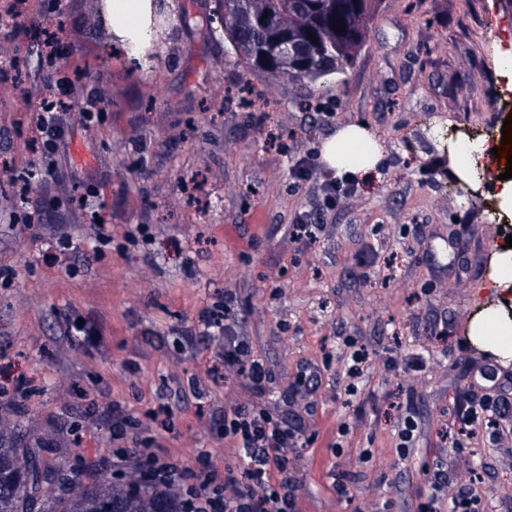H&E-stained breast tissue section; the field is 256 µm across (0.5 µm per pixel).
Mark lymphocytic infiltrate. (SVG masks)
<instances>
[{"label": "lymphocytic infiltrate", "mask_w": 512, "mask_h": 512, "mask_svg": "<svg viewBox=\"0 0 512 512\" xmlns=\"http://www.w3.org/2000/svg\"><path fill=\"white\" fill-rule=\"evenodd\" d=\"M314 185L315 209L298 212L291 224V239L300 246L315 243L326 228V217L339 202L357 189L349 177H322L313 150H305L291 168L293 191ZM244 316L232 301L203 313L187 341L213 354V368L243 380L255 400L208 415L211 427L238 453L216 467L212 454L197 450L192 461L171 456L160 448L153 426L168 427L173 417L170 404L159 403L148 418H141L129 406L100 405L96 392L86 394L89 408L98 413L100 423L112 441V479H136L157 487L176 489L178 512H297L298 493L304 476L295 464L297 449L311 445L303 418L296 408L320 385L317 372H300L294 383L279 389L270 366L253 350L241 333ZM276 396L283 412L271 411L266 398ZM498 407L486 402L458 412L442 441L460 446L462 439L483 432L496 435ZM427 491L416 512H481L480 499L470 492L448 493V465L444 459L423 464Z\"/></svg>", "instance_id": "f902f5d3"}]
</instances>
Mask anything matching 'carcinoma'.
Listing matches in <instances>:
<instances>
[{"mask_svg": "<svg viewBox=\"0 0 512 512\" xmlns=\"http://www.w3.org/2000/svg\"><path fill=\"white\" fill-rule=\"evenodd\" d=\"M383 0H260L252 13L236 15L232 24L221 22L224 46L232 50L239 66L284 76L299 83L345 72L356 61L367 33L378 15ZM267 14L265 22L254 20ZM291 19L294 46L301 57L297 67L281 72L274 56L260 57L262 44L280 26ZM338 23L345 32L331 25ZM315 36L317 42L310 41ZM147 33L125 35L124 42L138 60ZM41 435L16 437L0 442V512H173L172 497L146 484L128 488L112 481L106 470L91 459L78 469L66 470L52 449L43 447ZM34 461L25 475L15 467L18 455Z\"/></svg>", "mask_w": 512, "mask_h": 512, "instance_id": "cac0c4a2", "label": "carcinoma"}]
</instances>
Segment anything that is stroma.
I'll use <instances>...</instances> for the list:
<instances>
[{
	"instance_id": "35a3bbf8",
	"label": "stroma",
	"mask_w": 512,
	"mask_h": 512,
	"mask_svg": "<svg viewBox=\"0 0 512 512\" xmlns=\"http://www.w3.org/2000/svg\"><path fill=\"white\" fill-rule=\"evenodd\" d=\"M64 34L52 71L42 61L55 0H29L14 39L27 59L19 87L0 96V162L38 168L40 202L31 236L5 218L17 211L0 188V386L32 376L38 395L21 410L22 428L55 434L67 425L66 466L111 457L112 442L85 411L82 393L100 389L146 413L160 400L174 427L158 438L191 459L199 448L223 457L210 408L250 400L240 382L212 370L210 351L185 336L224 291L245 313L242 332L288 386L303 368L322 372L302 416L315 442L297 452L305 477L300 512H352L333 484L347 472L359 498L383 512H414L423 462L448 460V490L471 489L485 512H512V417L500 437L443 446L438 432L454 414L489 395L512 404V359L478 339L474 327L501 295L493 288L506 235L481 206L461 196L475 183L456 160L461 136L485 128L512 137V102L499 103L501 62L512 52V7L504 0H383L355 63L330 87L302 91L284 77L243 71L222 34L195 25L219 19V0H118L121 21L97 23L98 0H65ZM153 10L166 35L148 47L142 69L116 54L130 19ZM195 20L176 22L179 13ZM74 80L70 109L57 127L58 150L44 157L32 115L58 75ZM248 86L269 109L227 105ZM334 106L331 124L295 108ZM349 124L377 138L379 179L360 183L328 218L313 246L294 243L289 226L311 194H289L294 155ZM104 218L99 241L90 211ZM145 236L128 241L136 225ZM69 248L50 255L59 239ZM400 256L378 282L362 267L369 248ZM94 326L97 344L71 345L63 317ZM367 344L372 364L358 395H348L337 348L343 337ZM424 357L418 371H388L391 339ZM418 422L409 455L396 449L398 407ZM347 434H340V427Z\"/></svg>"
}]
</instances>
